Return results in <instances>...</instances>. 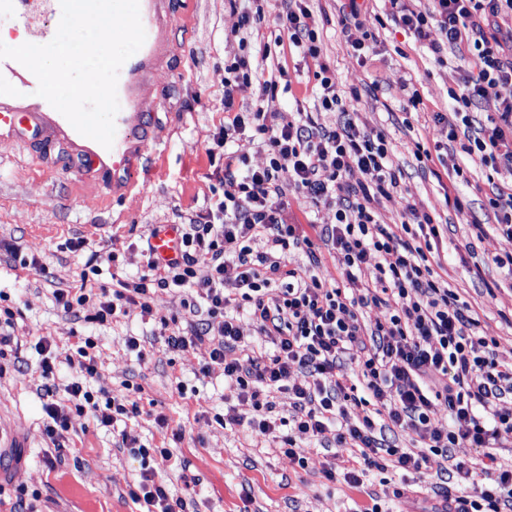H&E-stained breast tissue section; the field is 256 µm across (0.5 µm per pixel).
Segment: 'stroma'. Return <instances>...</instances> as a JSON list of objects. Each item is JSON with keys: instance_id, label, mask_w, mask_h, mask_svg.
Returning a JSON list of instances; mask_svg holds the SVG:
<instances>
[{"instance_id": "stroma-1", "label": "stroma", "mask_w": 512, "mask_h": 512, "mask_svg": "<svg viewBox=\"0 0 512 512\" xmlns=\"http://www.w3.org/2000/svg\"><path fill=\"white\" fill-rule=\"evenodd\" d=\"M261 3L265 19L251 42L270 44L271 53L261 63L264 75L275 78L287 72L291 87L263 99L257 86L241 88L236 111L260 108L278 113L283 123L294 120L300 110L318 112L315 74L323 67L340 95L358 91L359 99L351 106L357 124L386 132L392 165L402 173L397 194L380 209L381 223H400L409 204L447 224L448 239L439 250L441 274L478 310L482 327L499 342L501 359L511 360L512 281L492 258L512 254V238L491 231L480 236L472 226L476 219L494 221L482 207L481 189L489 170L480 161L470 162L472 185L461 190L469 205L459 211L446 200L445 166L419 162L413 155L415 144L431 150L440 141L433 115L450 111L448 91L462 84L464 68L449 52L435 60L428 48L389 20L372 27L375 49L358 57L346 43L345 0H309L321 47L319 57L312 59L289 43H276L280 0ZM242 7L241 0H162V50L144 76L139 106L150 146L152 184L146 192L120 199L101 180L76 173L69 164L76 156L111 163V150L98 142L73 137L58 160L46 161L33 132L0 139V243L12 247L0 253V295L16 313L18 340L17 346L0 353V425L11 430L14 441L0 453V501L5 506L21 499L37 512H132L128 490L141 464L117 448V436L125 430L142 442L161 443L163 436L153 421L158 413L166 416L169 431L181 435L171 446L173 458L163 479L171 493L186 499L189 512H365L376 503L388 504L390 512H424L441 501L443 475L432 473L421 481L413 474H394L385 486L374 473L353 488L327 481L323 474L330 462L344 470L349 449L302 441L307 465L301 468L279 452L278 441L252 433L246 422L253 409L235 386L225 383L222 367L201 373L206 347L172 356L158 340L163 322L189 318L180 292L158 294L152 315L142 316L131 305L125 315L92 329L99 374L90 387L115 394L125 381H133L142 387L149 414L110 427L86 416L72 417L70 446L60 458L45 435L40 358L32 345L48 336L58 353H66L73 327L57 307L54 290L78 287L93 252L102 258L100 285L144 274L153 229L188 223L205 210L218 185L207 150L226 117L224 65L242 53ZM413 91L422 103L409 114L404 107ZM318 114L327 125L338 119L334 112ZM77 237L85 239L86 247L74 252L66 242ZM24 258L37 259V266H21ZM490 285L495 288L491 295L486 292ZM130 336L144 341V359L127 351ZM19 361L27 366L22 376L14 370ZM176 379L186 384V397L173 393ZM225 411L240 417L241 425L225 429L216 424L214 414ZM188 477L198 478L196 488H186ZM396 486L404 488V495L393 496Z\"/></svg>"}]
</instances>
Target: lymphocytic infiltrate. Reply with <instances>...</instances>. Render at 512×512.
<instances>
[{
  "label": "lymphocytic infiltrate",
  "mask_w": 512,
  "mask_h": 512,
  "mask_svg": "<svg viewBox=\"0 0 512 512\" xmlns=\"http://www.w3.org/2000/svg\"><path fill=\"white\" fill-rule=\"evenodd\" d=\"M388 3L391 20L427 42L433 54L454 50L471 69L462 87L448 92L451 112L433 116L448 143L491 169L500 160L512 161V58L504 55L508 37L497 23L498 17H512V0H431L424 13L410 9L407 0ZM277 20L280 34L304 55L319 56L317 23L306 0H282ZM316 78L320 108L338 113V121L327 126L302 112L297 120L271 124L264 112L235 111V95L254 84L260 95L271 96L277 81L263 79L245 54L225 65L224 109L232 119L213 137L222 150L221 191L203 214L181 227L179 258L165 264L148 259L147 274L96 291L88 286L100 272L93 254L81 286L57 290L55 299L74 322L102 325L130 305L151 314L157 294L191 291L188 308L197 320L164 335L168 351L206 346L209 361L202 373L222 366L225 382L254 410L252 431L279 434L281 453L298 466L307 463L298 441L312 438L353 451L344 474L326 469L331 482L341 478L358 487L370 472L391 468L440 471L449 449L462 443L489 449L500 432L512 431V409L502 407L512 401V361L499 358L496 338L487 336L478 313L428 258L447 225L409 204L400 224L380 223L378 207L391 198L401 176L389 164L388 140L383 132L359 129L331 76L320 71ZM490 95L499 101L497 111L476 112V104ZM249 128L266 154L265 165L257 168L227 147L234 134ZM354 170L361 174L355 182L349 179ZM291 186L312 204L334 208V223H290ZM293 250L305 253L307 266L289 267ZM327 257L336 262L331 283L317 274ZM368 263L375 270L369 283L361 279ZM372 305L386 313L369 323L364 310ZM242 313L262 345L245 341L238 323ZM71 336L65 361L76 377L63 387L56 382L52 340L43 336L35 344L45 432L59 453L67 447L72 415L88 413L107 426L142 412L140 385L128 383L123 392L105 396L88 388L98 373L97 342L76 330ZM348 362L354 373L346 372ZM297 371L303 375L299 383L292 380ZM283 391L291 400L286 416L273 412V396ZM438 400L448 409L444 430L431 417ZM351 405L361 410L353 422L347 417ZM395 429L409 436L411 447L384 439V431ZM121 445L142 462L129 490L138 512H186L185 499L172 495L158 472L171 461L170 448L141 443L126 432ZM472 481V470L456 464L441 507L430 512H512V469H498L492 483L473 493Z\"/></svg>",
  "instance_id": "obj_1"
}]
</instances>
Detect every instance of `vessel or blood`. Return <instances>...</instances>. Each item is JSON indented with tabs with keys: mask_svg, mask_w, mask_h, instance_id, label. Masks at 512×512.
<instances>
[{
	"mask_svg": "<svg viewBox=\"0 0 512 512\" xmlns=\"http://www.w3.org/2000/svg\"><path fill=\"white\" fill-rule=\"evenodd\" d=\"M154 0H139L140 18L146 38L142 47L131 56L118 73L117 96L120 109L115 116V138L112 146V192L116 196L130 193L137 183L139 164L147 149V139L141 134L142 115L138 111V99L134 94L135 84L141 73L147 69L153 59L154 46L159 34V18L152 4ZM13 62L0 59V96L16 98L33 96L38 81L29 77L17 82L3 78L4 71L14 70ZM42 115L38 112H1L0 134L22 130L23 127L39 129ZM179 227L175 224L159 226L151 239V248L155 260L165 262L179 256Z\"/></svg>",
	"mask_w": 512,
	"mask_h": 512,
	"instance_id": "b4317fda",
	"label": "vessel or blood"
}]
</instances>
